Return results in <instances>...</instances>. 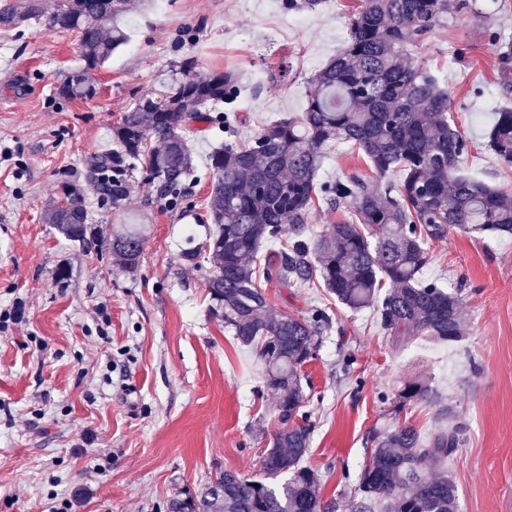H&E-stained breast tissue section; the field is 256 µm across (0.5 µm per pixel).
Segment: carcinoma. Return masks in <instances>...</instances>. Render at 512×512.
Returning a JSON list of instances; mask_svg holds the SVG:
<instances>
[{"instance_id": "cac0c4a2", "label": "carcinoma", "mask_w": 512, "mask_h": 512, "mask_svg": "<svg viewBox=\"0 0 512 512\" xmlns=\"http://www.w3.org/2000/svg\"><path fill=\"white\" fill-rule=\"evenodd\" d=\"M349 36L336 58L307 82V108L297 117L267 125L255 136L240 135L234 104L238 84L231 72L197 77L192 65L163 90L140 97L112 127L116 148L95 158L91 178L104 199L120 207L129 193L126 172L136 167L155 183L159 199L174 206L195 172L187 134L224 129V145L213 149L207 199L210 265L207 288L224 327L252 349L263 365L265 386L276 396L281 426L262 461L261 476L221 473L195 497L176 496L169 512H327L319 475L303 464L310 447L312 412L301 384L302 367L317 356L318 339L332 324L329 309L309 315L276 313L258 277L289 288H326L353 312L377 307L382 326L404 339L427 336L457 342L462 292L438 280H424L427 246L459 229L479 237L512 236V191L473 180L460 169L469 141L451 123L448 90L427 70L407 62L409 47L425 37L466 0H360ZM128 0H0V27L20 28L44 20L79 37L84 64L69 73L55 95L91 97L94 73L128 40ZM499 88L512 95V41H493ZM204 128H198V125ZM350 143L365 155L374 183L351 173L319 179L325 150ZM488 146L512 165V110L494 114ZM68 205H50L46 223L66 240L89 249L97 242L81 190H64ZM350 207L349 217L309 236L315 202ZM288 231V248L256 260L264 245ZM145 235L140 224H125L110 248L129 271L138 267ZM399 404H438L429 380L408 375ZM371 455L359 475L364 501L353 512L378 502L388 512H458L457 487L445 462L463 443L455 426L423 440L403 425L373 433Z\"/></svg>"}]
</instances>
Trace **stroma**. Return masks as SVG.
Instances as JSON below:
<instances>
[{"instance_id":"stroma-1","label":"stroma","mask_w":512,"mask_h":512,"mask_svg":"<svg viewBox=\"0 0 512 512\" xmlns=\"http://www.w3.org/2000/svg\"><path fill=\"white\" fill-rule=\"evenodd\" d=\"M359 0H324L304 15L288 0H167L132 9L128 42L95 74L88 100L56 98L80 68L74 32L29 24L0 30V512H168L178 492L199 494L221 472L258 475L278 427L272 391L252 351L214 314L207 266L186 258L205 243L210 132L191 139L196 170L171 208L142 170L129 171L120 208L101 201L85 166L111 153L112 127L139 96L161 89L177 65L197 75L230 71L239 128L250 136L307 104V80L343 45ZM512 39V0H473L417 47L470 141L461 170L512 190V167L485 145L495 112L512 107L498 87L492 35ZM370 175L362 152L329 146L320 175ZM79 185L100 244L80 250L46 223L47 206ZM120 224L148 227L136 270L109 247ZM427 279L461 287L466 332L458 342L397 339L374 311L355 313L324 288L263 282L269 306L304 314L330 306L331 327L304 369L314 421L306 462L330 512H351L370 459V432L413 425L431 437L461 426L448 464L460 512H512V238L452 231L428 246ZM424 373L451 409L398 407L403 376Z\"/></svg>"}]
</instances>
